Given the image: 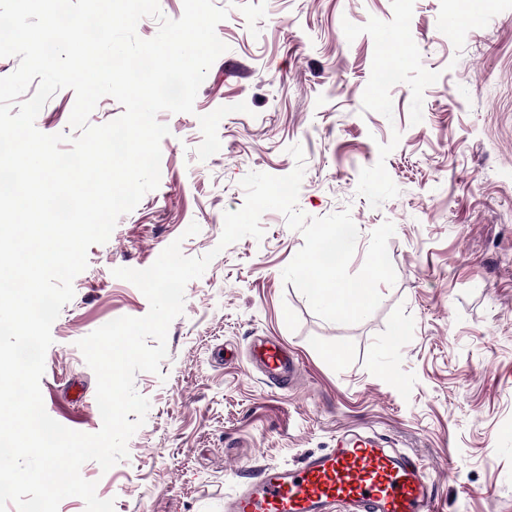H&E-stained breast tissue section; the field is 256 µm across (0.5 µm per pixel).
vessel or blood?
<instances>
[{
	"label": "vessel or blood",
	"instance_id": "obj_1",
	"mask_svg": "<svg viewBox=\"0 0 512 512\" xmlns=\"http://www.w3.org/2000/svg\"><path fill=\"white\" fill-rule=\"evenodd\" d=\"M270 375L291 373L293 359L274 341L256 348ZM225 512H442L419 459L385 448L381 440L340 434L328 452L295 467L266 466L255 482L226 501Z\"/></svg>",
	"mask_w": 512,
	"mask_h": 512
}]
</instances>
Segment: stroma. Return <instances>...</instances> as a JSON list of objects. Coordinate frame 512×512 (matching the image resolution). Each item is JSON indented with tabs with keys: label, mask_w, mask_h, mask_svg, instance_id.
<instances>
[{
	"label": "stroma",
	"mask_w": 512,
	"mask_h": 512,
	"mask_svg": "<svg viewBox=\"0 0 512 512\" xmlns=\"http://www.w3.org/2000/svg\"><path fill=\"white\" fill-rule=\"evenodd\" d=\"M214 3L229 9L216 27L227 51L193 113L158 114L160 184L90 247L51 328L45 410L96 433L77 342L149 311L114 269L147 268L176 240L213 256L185 288L160 373L135 377L150 408L127 456L81 476L114 512H224L261 467L295 466L350 429L418 457L444 512H512V0H491L485 22L459 19L455 0H266L255 35ZM74 103L58 91L37 129L69 133ZM295 144L298 209L349 211L359 230L350 273L371 232L395 226L396 282L358 324L319 318L284 282L304 238L282 213L262 215V239L217 247L241 179L289 174ZM261 336L298 359L293 378L252 363Z\"/></svg>",
	"instance_id": "35a3bbf8"
}]
</instances>
